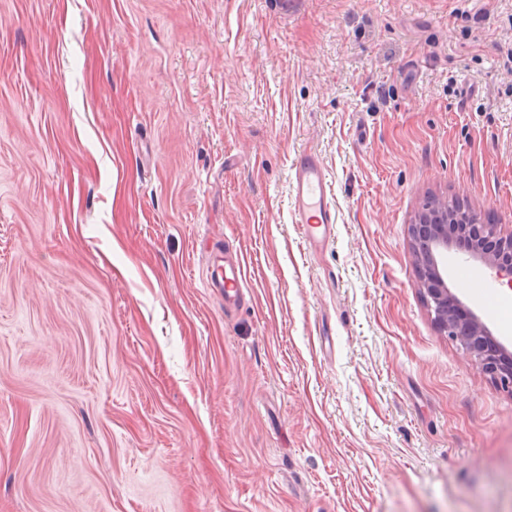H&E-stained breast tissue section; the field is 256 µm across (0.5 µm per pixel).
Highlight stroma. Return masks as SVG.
Returning a JSON list of instances; mask_svg holds the SVG:
<instances>
[{
  "label": "stroma",
  "mask_w": 512,
  "mask_h": 512,
  "mask_svg": "<svg viewBox=\"0 0 512 512\" xmlns=\"http://www.w3.org/2000/svg\"><path fill=\"white\" fill-rule=\"evenodd\" d=\"M432 199L512 225V0H0V512H512V394L417 286ZM439 264L512 350V289ZM292 204L296 224H302L311 245H319L332 234L336 209L330 197L327 174L316 153L302 152L293 167ZM214 260L208 266L207 278L215 288H224V303L234 304L240 295L242 288L248 284L247 264L244 258L235 261Z\"/></svg>",
  "instance_id": "stroma-1"
}]
</instances>
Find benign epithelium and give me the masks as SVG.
Returning <instances> with one entry per match:
<instances>
[{
	"label": "benign epithelium",
	"mask_w": 512,
	"mask_h": 512,
	"mask_svg": "<svg viewBox=\"0 0 512 512\" xmlns=\"http://www.w3.org/2000/svg\"><path fill=\"white\" fill-rule=\"evenodd\" d=\"M459 234L472 238L475 259L512 286V230L506 232L500 224L483 222L458 205L436 202L425 205L412 228L420 290L438 331L464 347L483 374L512 393V352L475 314H468L465 321L457 319L456 310L462 308V303L448 288L439 267L437 256L448 251Z\"/></svg>",
	"instance_id": "7a95c632"
}]
</instances>
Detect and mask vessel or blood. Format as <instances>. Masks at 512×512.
I'll list each match as a JSON object with an SVG mask.
<instances>
[{
    "instance_id": "obj_1",
    "label": "vessel or blood",
    "mask_w": 512,
    "mask_h": 512,
    "mask_svg": "<svg viewBox=\"0 0 512 512\" xmlns=\"http://www.w3.org/2000/svg\"><path fill=\"white\" fill-rule=\"evenodd\" d=\"M292 204L296 223L301 224L310 244L318 245L332 234L336 209L330 196L327 174L316 153L303 152L293 167ZM208 279L213 287L223 289L225 304H233L248 284L245 259L212 262Z\"/></svg>"
}]
</instances>
